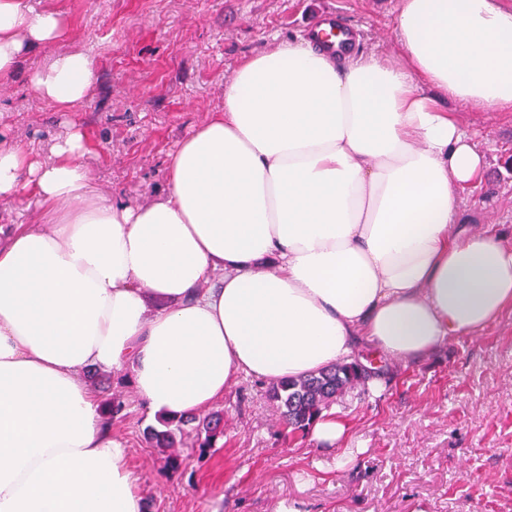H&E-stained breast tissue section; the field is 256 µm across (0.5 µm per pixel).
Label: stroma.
Here are the masks:
<instances>
[{
  "instance_id": "obj_1",
  "label": "stroma",
  "mask_w": 512,
  "mask_h": 512,
  "mask_svg": "<svg viewBox=\"0 0 512 512\" xmlns=\"http://www.w3.org/2000/svg\"><path fill=\"white\" fill-rule=\"evenodd\" d=\"M64 20L55 41L34 47L0 86V137L45 155L70 127L106 195L147 203L167 187L166 157L224 104V82L247 58L302 38L333 10L360 35L355 54L395 53L400 0H30ZM83 51L97 80L73 111L30 88L51 56ZM440 103L481 130L482 181L460 205L465 224L512 242V112ZM381 395L361 388L335 402L351 423L355 462L311 433H289L268 383L240 377L220 403L224 445L184 469L165 470L130 401L112 434L127 448L149 512H512V310L476 335L452 337L428 358L388 364Z\"/></svg>"
}]
</instances>
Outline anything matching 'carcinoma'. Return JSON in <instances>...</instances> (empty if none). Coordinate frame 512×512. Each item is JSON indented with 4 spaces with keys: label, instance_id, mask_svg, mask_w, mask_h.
<instances>
[{
    "label": "carcinoma",
    "instance_id": "1",
    "mask_svg": "<svg viewBox=\"0 0 512 512\" xmlns=\"http://www.w3.org/2000/svg\"><path fill=\"white\" fill-rule=\"evenodd\" d=\"M370 377L371 371L356 361L340 363L316 374L273 382L267 396L276 405L286 426L304 430L338 397L365 385ZM87 379L104 394L103 406L108 420L113 424L122 422L126 416V397L122 392L112 389V384L126 387V377L121 376L114 382L112 375H103L90 368L87 370ZM143 434L151 447L164 457L165 467L177 471L183 459L174 449L184 446L187 438H192L193 447L201 456L223 442L224 411L217 409L162 420L157 425L146 426Z\"/></svg>",
    "mask_w": 512,
    "mask_h": 512
}]
</instances>
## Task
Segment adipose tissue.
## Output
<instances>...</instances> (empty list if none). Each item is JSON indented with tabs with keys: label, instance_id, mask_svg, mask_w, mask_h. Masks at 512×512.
<instances>
[{
	"label": "adipose tissue",
	"instance_id": "ef3b65f1",
	"mask_svg": "<svg viewBox=\"0 0 512 512\" xmlns=\"http://www.w3.org/2000/svg\"><path fill=\"white\" fill-rule=\"evenodd\" d=\"M63 28L0 0V81ZM394 31L390 58L296 41L247 59L146 204L97 189L80 131L43 160L0 140V201L27 188L42 213L0 235V512H145L85 368L124 371L165 419L364 346L419 361L512 310V245L458 221L485 156L435 99L512 111V7L401 0ZM95 81L76 51L30 84L68 112ZM312 434L354 461L336 412Z\"/></svg>",
	"mask_w": 512,
	"mask_h": 512
}]
</instances>
